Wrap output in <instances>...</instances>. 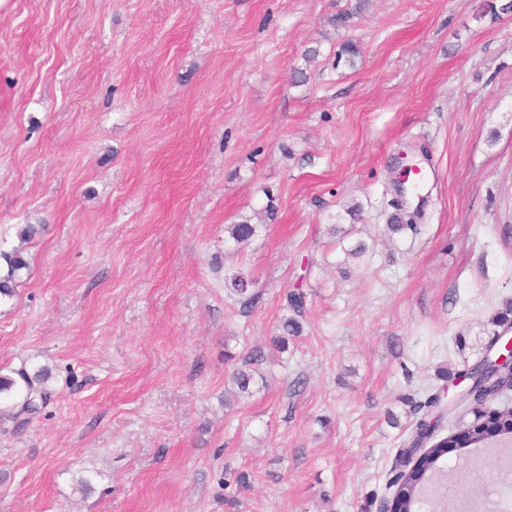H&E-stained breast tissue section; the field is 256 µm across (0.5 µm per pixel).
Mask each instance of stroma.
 Listing matches in <instances>:
<instances>
[{"label": "stroma", "mask_w": 512, "mask_h": 512, "mask_svg": "<svg viewBox=\"0 0 512 512\" xmlns=\"http://www.w3.org/2000/svg\"><path fill=\"white\" fill-rule=\"evenodd\" d=\"M353 3L0 0V250L28 263L0 372L54 393L0 417V512H379L411 403H448L440 438L473 421L459 381L512 302V13L368 0L336 25ZM445 461L475 493L499 465ZM255 285V279L244 275L240 271L234 274L227 283L228 289L239 297L243 307L251 306L259 297L258 292L254 290Z\"/></svg>", "instance_id": "obj_1"}]
</instances>
